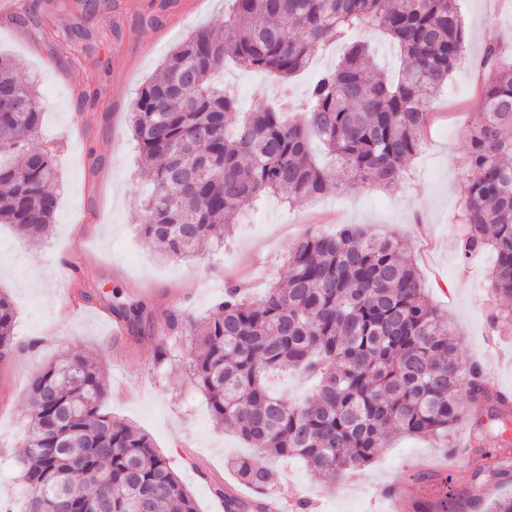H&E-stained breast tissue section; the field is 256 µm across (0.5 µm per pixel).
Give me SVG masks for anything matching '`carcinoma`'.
Masks as SVG:
<instances>
[{"mask_svg": "<svg viewBox=\"0 0 512 512\" xmlns=\"http://www.w3.org/2000/svg\"><path fill=\"white\" fill-rule=\"evenodd\" d=\"M351 31L380 32L400 50L389 78L366 41L346 43L303 103L238 111L233 90L214 84L231 59L286 81L330 41ZM465 47L458 0H232L224 21L173 47L142 87L131 131L152 189L140 231L166 257L187 259L223 241L240 206L267 195L290 203L366 186L398 184L421 150L431 103ZM0 56V98L19 94L26 108L0 114V224L24 239L54 223L53 156L30 142L42 123L36 86ZM468 134L461 257L495 254L490 288L512 301V71L482 93ZM235 120L228 121V115ZM394 235L355 224L335 234L308 231L286 258L285 278L259 302L224 287L217 314L192 321L174 314L167 333L150 337L157 363L173 342L190 343V381L207 397L215 423L262 455L298 457L324 480L360 471L388 433L448 438L460 424L478 445L475 474H507L499 448H511L512 397L457 358L448 318L425 296L420 271ZM16 315L0 292V360L13 351ZM296 370L314 383L301 405L269 392L267 375ZM32 418L19 460L41 497L24 512H57L80 487L100 512H197L167 458L145 433L104 411L105 375L82 354L46 365L31 381ZM54 456L40 452L55 443ZM238 481L257 493L242 500L218 489L224 512H262L271 469L251 456L231 460ZM430 500L409 494V512H458L450 477Z\"/></svg>", "mask_w": 512, "mask_h": 512, "instance_id": "1", "label": "carcinoma"}]
</instances>
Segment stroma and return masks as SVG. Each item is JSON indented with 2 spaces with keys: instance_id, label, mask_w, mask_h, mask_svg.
I'll return each instance as SVG.
<instances>
[{
  "instance_id": "1",
  "label": "stroma",
  "mask_w": 512,
  "mask_h": 512,
  "mask_svg": "<svg viewBox=\"0 0 512 512\" xmlns=\"http://www.w3.org/2000/svg\"><path fill=\"white\" fill-rule=\"evenodd\" d=\"M39 2V18L24 24L0 14V54L19 63L18 77L35 80L43 112L34 140L56 161L58 208L48 237L19 238L0 224V292L17 313L15 350L0 364V500L23 502L15 466L30 415L29 382L48 363L81 351L102 366L108 412L146 433L191 492L198 512H217V486L239 484L228 461L253 450L233 431L214 426L206 399L188 377L189 348L175 342L170 361L157 364L147 343L130 331L113 336L114 300L141 307L142 321L158 325L172 314L201 321L215 316L224 283H244L251 299L284 277V258L306 229L334 233L358 224L369 232L396 234L410 248L431 303L458 334L463 364L475 363L512 394V318L490 323L497 302L489 286L491 252L461 258V205L467 134L477 101L498 70L512 68V0H459L465 52L432 101L434 119L403 181L389 188L332 192L290 204L270 196L243 207L232 237L204 248L192 260L162 256L139 230L140 195L146 188L130 130L138 90L169 50L193 31L223 18L226 0H108L89 16L78 0ZM70 39H62V32ZM502 52L496 67L483 63L491 37ZM343 44L326 46L297 77L281 81L234 65L225 84L241 111L261 107L254 93L266 83L277 96L300 102L318 74L334 66ZM445 460L431 436L385 439L381 454L356 476L326 481L296 458L271 460V495L296 493L307 512H390L375 497L380 485L413 483ZM461 512H489L495 499L512 495V480L493 472L474 476L451 470Z\"/></svg>"
}]
</instances>
